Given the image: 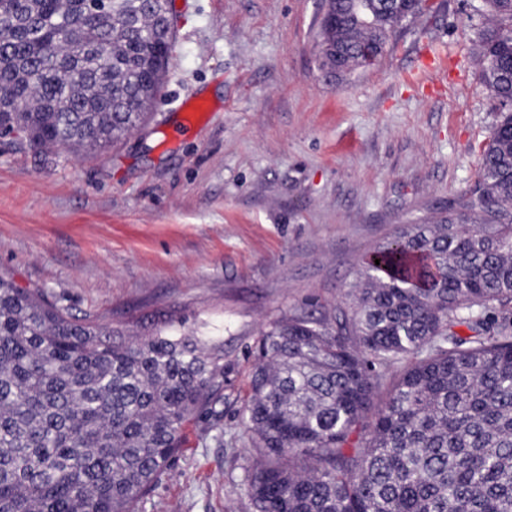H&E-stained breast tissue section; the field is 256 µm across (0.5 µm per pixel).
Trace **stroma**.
Masks as SVG:
<instances>
[{
    "label": "stroma",
    "mask_w": 512,
    "mask_h": 512,
    "mask_svg": "<svg viewBox=\"0 0 512 512\" xmlns=\"http://www.w3.org/2000/svg\"><path fill=\"white\" fill-rule=\"evenodd\" d=\"M144 127L95 155L0 136V272L76 316L174 322L224 343V416L190 426L139 512H244L239 410L261 332L336 315L366 256L473 186L497 121L479 81L484 0H426L370 68L326 76L324 0H174ZM446 69L407 73L427 45ZM209 109L186 117L182 103Z\"/></svg>",
    "instance_id": "stroma-1"
}]
</instances>
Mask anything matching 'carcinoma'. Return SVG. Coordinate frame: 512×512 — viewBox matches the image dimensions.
Wrapping results in <instances>:
<instances>
[{
    "label": "carcinoma",
    "instance_id": "carcinoma-1",
    "mask_svg": "<svg viewBox=\"0 0 512 512\" xmlns=\"http://www.w3.org/2000/svg\"><path fill=\"white\" fill-rule=\"evenodd\" d=\"M484 2L480 76L500 113L477 180L439 223L378 246L334 317L261 334L240 410L246 512H512V0ZM417 15L326 0L322 66L362 67V46L382 56ZM156 16L152 0H0V135L104 152L140 129L173 45ZM223 400L219 338L128 337L0 274V512H138Z\"/></svg>",
    "mask_w": 512,
    "mask_h": 512
}]
</instances>
